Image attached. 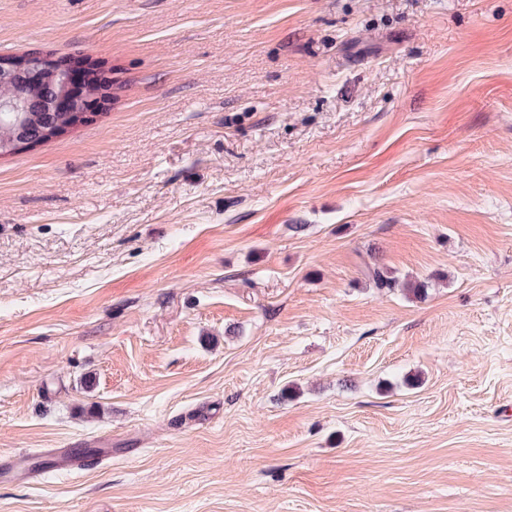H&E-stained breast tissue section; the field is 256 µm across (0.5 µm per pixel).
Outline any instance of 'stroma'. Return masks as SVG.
Wrapping results in <instances>:
<instances>
[{
	"instance_id": "35a3bbf8",
	"label": "stroma",
	"mask_w": 512,
	"mask_h": 512,
	"mask_svg": "<svg viewBox=\"0 0 512 512\" xmlns=\"http://www.w3.org/2000/svg\"><path fill=\"white\" fill-rule=\"evenodd\" d=\"M30 51L119 89L0 158V454L112 460L0 512H512V0H0Z\"/></svg>"
}]
</instances>
